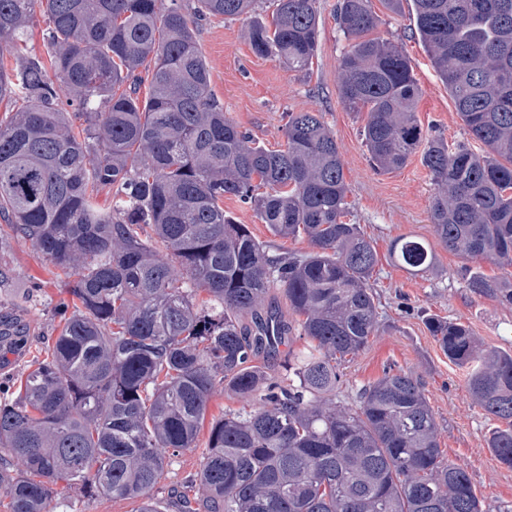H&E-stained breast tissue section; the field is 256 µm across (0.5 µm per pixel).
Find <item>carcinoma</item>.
Returning <instances> with one entry per match:
<instances>
[{
  "instance_id": "carcinoma-1",
  "label": "carcinoma",
  "mask_w": 512,
  "mask_h": 512,
  "mask_svg": "<svg viewBox=\"0 0 512 512\" xmlns=\"http://www.w3.org/2000/svg\"><path fill=\"white\" fill-rule=\"evenodd\" d=\"M0 0V218L17 240L71 271L72 311L18 395L0 401V512H55L112 496L132 512H483L468 472L444 457L420 383L400 369L336 401L338 361L362 350L378 310L368 286L372 241L345 221L348 187L336 140L317 112H292L286 147L269 150L213 97L194 26L237 18L256 0ZM425 44L456 112L484 149L426 136L419 86L401 47L370 37V0H337L349 41L340 61L346 108L366 112L364 139L380 171L421 152L438 191L431 223L464 259L512 265V0H412ZM248 40L307 73L317 0H275ZM40 8L50 66L21 54ZM150 74L140 99L139 68ZM75 106H61V94ZM267 191L256 193L254 181ZM112 195L104 208L98 197ZM251 205L275 236L312 250L269 255L224 211ZM150 228L152 234L144 233ZM411 272L427 246L398 239ZM474 292L512 303V283L471 272ZM286 300V316L271 291ZM448 360L502 422L489 448L512 467V353L481 352L470 327L431 318ZM24 327L0 319V348ZM288 352L293 378L259 364ZM251 403L211 423L185 490L156 496L169 461L196 447L210 398Z\"/></svg>"
}]
</instances>
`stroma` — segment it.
I'll list each match as a JSON object with an SVG mask.
<instances>
[{
	"label": "stroma",
	"instance_id": "1",
	"mask_svg": "<svg viewBox=\"0 0 512 512\" xmlns=\"http://www.w3.org/2000/svg\"><path fill=\"white\" fill-rule=\"evenodd\" d=\"M337 0H319V36L310 75L288 71L274 56H256L246 37L247 19L199 21L196 39L210 75L211 90L227 117L269 149L283 148L285 126L292 112L321 113L334 136L348 184L353 220L360 224L377 251L369 281L379 303L377 330L367 346L342 369L339 398L348 402L363 386L396 366L423 385L425 397L439 425V443L449 462L464 467L483 501L485 512L512 506V467L501 463L488 446L497 420L487 416L471 397L466 371L441 351L426 320H460L471 328L481 351L512 350V304L474 293L469 272L512 280L511 266L465 260L439 241L429 219L436 186L419 155L390 173L374 170L363 141L364 115L348 110L339 95V64L349 43L334 20ZM382 23L378 37L401 46L411 61L420 89L417 117L427 134L448 142H465L481 150L458 117L447 86L434 69L427 49L415 32L413 7L405 0L400 12L386 10L372 0ZM224 209L270 254L309 251L307 239H282L271 234L250 205L231 198ZM414 236L436 256L427 272L411 274L390 257L392 243ZM0 268L8 280L0 286V312L19 316L26 325L27 345L19 353L0 354V401L14 399L17 380L57 335L67 279L31 245L9 235L0 236ZM209 431L201 429L196 448L172 457L161 492L184 487L199 468Z\"/></svg>",
	"mask_w": 512,
	"mask_h": 512
}]
</instances>
